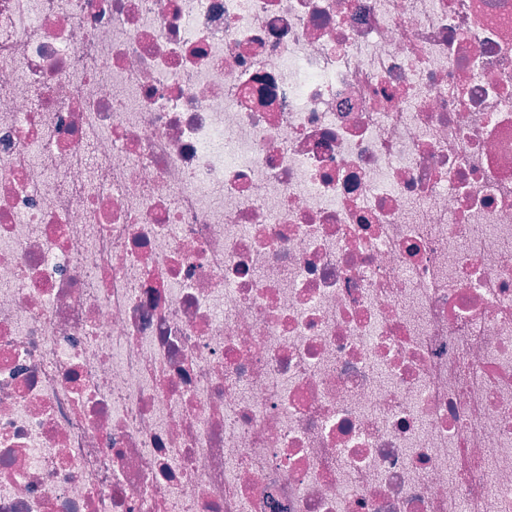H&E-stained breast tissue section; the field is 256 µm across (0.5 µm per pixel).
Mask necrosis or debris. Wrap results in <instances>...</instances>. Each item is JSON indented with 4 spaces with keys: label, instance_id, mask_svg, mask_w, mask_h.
Returning a JSON list of instances; mask_svg holds the SVG:
<instances>
[{
    "label": "necrosis or debris",
    "instance_id": "4bbe7bcc",
    "mask_svg": "<svg viewBox=\"0 0 512 512\" xmlns=\"http://www.w3.org/2000/svg\"><path fill=\"white\" fill-rule=\"evenodd\" d=\"M0 512H512V0H0Z\"/></svg>",
    "mask_w": 512,
    "mask_h": 512
}]
</instances>
